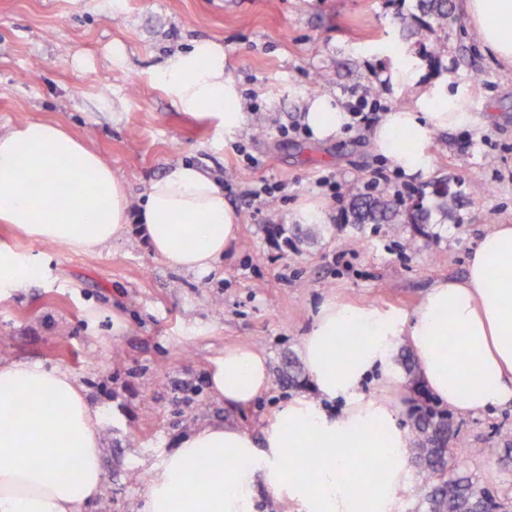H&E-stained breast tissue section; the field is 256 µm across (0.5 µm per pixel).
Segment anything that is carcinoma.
<instances>
[{
	"instance_id": "cac0c4a2",
	"label": "carcinoma",
	"mask_w": 512,
	"mask_h": 512,
	"mask_svg": "<svg viewBox=\"0 0 512 512\" xmlns=\"http://www.w3.org/2000/svg\"><path fill=\"white\" fill-rule=\"evenodd\" d=\"M416 20L429 33L426 54L438 58L447 39L448 18L453 16L451 0H415ZM388 186L378 194H351L355 224H390L397 208L387 200ZM453 413L442 409L433 398L422 395V404L411 414L412 458L422 475L416 512H487L498 509L494 491L476 482L451 455L450 421Z\"/></svg>"
}]
</instances>
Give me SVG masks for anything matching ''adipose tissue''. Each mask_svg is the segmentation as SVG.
Masks as SVG:
<instances>
[{
	"mask_svg": "<svg viewBox=\"0 0 512 512\" xmlns=\"http://www.w3.org/2000/svg\"><path fill=\"white\" fill-rule=\"evenodd\" d=\"M482 42L512 64V0H465ZM156 79L185 111L218 117L227 133L246 122L223 46L202 40L170 57ZM465 89L424 91L415 109L385 113L371 139L410 176L426 174L435 132L474 121ZM351 114L331 98L310 102L314 138L340 134ZM0 223L21 236L93 251L130 224L167 265L213 272L236 239L239 217L216 179L191 163L149 183L131 209L127 189L98 154L58 124L30 121L0 132ZM405 341L423 385L461 413L512 404V225L484 235L461 278H442L413 312L326 299L302 341L314 398L287 402L261 439L233 424L200 425L149 470L139 512H256L260 490L301 512H393L410 487L408 430L391 398L366 380ZM214 395L249 406L267 388L268 361L226 348L210 372ZM101 410L71 373L0 360V512H88L104 481ZM319 453L316 469L287 465L289 452ZM224 467L206 475L209 459Z\"/></svg>",
	"mask_w": 512,
	"mask_h": 512,
	"instance_id": "ef3b65f1",
	"label": "adipose tissue"
}]
</instances>
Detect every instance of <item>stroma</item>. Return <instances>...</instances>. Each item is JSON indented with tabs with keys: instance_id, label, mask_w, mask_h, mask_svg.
Listing matches in <instances>:
<instances>
[{
	"instance_id": "1",
	"label": "stroma",
	"mask_w": 512,
	"mask_h": 512,
	"mask_svg": "<svg viewBox=\"0 0 512 512\" xmlns=\"http://www.w3.org/2000/svg\"><path fill=\"white\" fill-rule=\"evenodd\" d=\"M438 63L423 54L427 31L414 0H0V131L58 123L97 152L138 202L151 180L191 162L224 180L240 233L214 273L196 277L154 256L138 231L106 248L43 245L0 224V243L33 258L30 286L0 295V358L71 372L103 409L102 467L109 495L90 512H138L147 467L204 423L231 422L260 437L285 401L311 396L308 377L288 380L303 337L330 297L413 311L430 284L463 276L477 240L512 224V66L484 52L463 0ZM210 40L240 93L246 124L225 134L215 118L182 112L154 74L176 52ZM419 73L391 82L394 57ZM465 86L473 125L434 134L431 166L407 177L378 154L369 132L384 113L410 110L430 86ZM355 120L325 141L306 133L309 100ZM344 186L341 196L320 177ZM385 177L390 200L448 182V210L397 231L351 221L348 188ZM275 185L272 196L252 189ZM323 224H301L305 203ZM121 330H113V323ZM249 344L269 362L267 389L249 407L212 394V361ZM512 406L459 415L455 459L497 491L512 512Z\"/></svg>"
}]
</instances>
